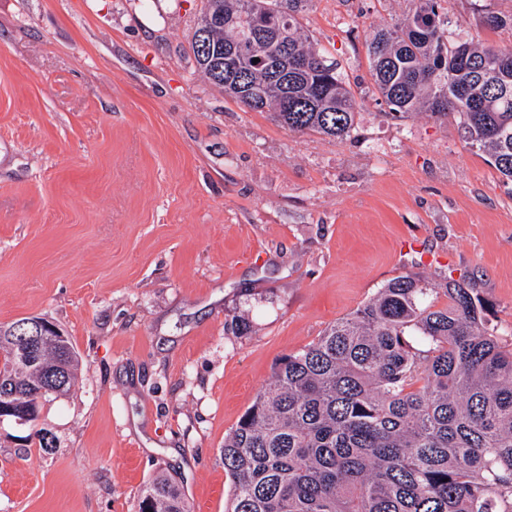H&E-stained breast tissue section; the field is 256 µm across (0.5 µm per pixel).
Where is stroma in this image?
Returning a JSON list of instances; mask_svg holds the SVG:
<instances>
[{
    "label": "stroma",
    "mask_w": 512,
    "mask_h": 512,
    "mask_svg": "<svg viewBox=\"0 0 512 512\" xmlns=\"http://www.w3.org/2000/svg\"><path fill=\"white\" fill-rule=\"evenodd\" d=\"M417 0H308L301 29L360 109L289 132L225 97L189 40L201 0H0V324L46 318L82 360L50 452L0 424V512H135L157 473L226 512L224 437L275 363L388 280H463L512 331V181L454 122L387 117L373 26ZM512 0H448L488 45Z\"/></svg>",
    "instance_id": "stroma-1"
}]
</instances>
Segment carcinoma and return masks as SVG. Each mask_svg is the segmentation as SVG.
I'll use <instances>...</instances> for the list:
<instances>
[{
  "instance_id": "obj_1",
  "label": "carcinoma",
  "mask_w": 512,
  "mask_h": 512,
  "mask_svg": "<svg viewBox=\"0 0 512 512\" xmlns=\"http://www.w3.org/2000/svg\"><path fill=\"white\" fill-rule=\"evenodd\" d=\"M306 0H204L191 38L198 71L291 132L343 138L359 103L299 27ZM447 0L376 27L367 44L388 115L458 120L465 141L512 181V45L486 46L448 28ZM275 33L256 37L257 17ZM483 24L512 30V11ZM206 36L198 40V32ZM240 54L245 87L224 84ZM288 55V91L271 63ZM259 62H254V59ZM19 319L0 325V402L42 410L80 369L69 336L31 346ZM233 483L227 512H512V341L489 326L481 298L450 280L441 291L402 274L317 340L275 365L267 387L224 437ZM138 504L192 512L183 487L158 474Z\"/></svg>"
}]
</instances>
